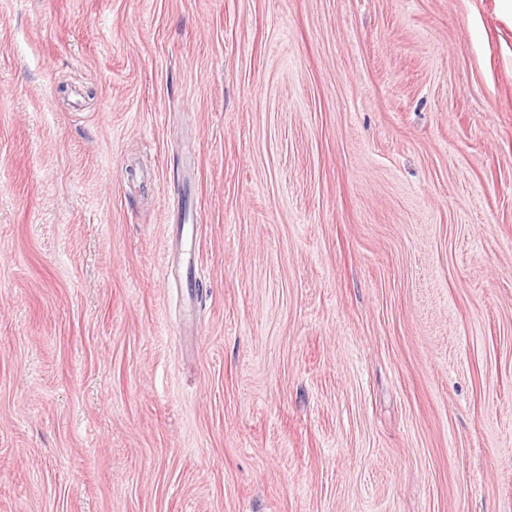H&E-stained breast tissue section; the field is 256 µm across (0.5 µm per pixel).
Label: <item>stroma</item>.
I'll list each match as a JSON object with an SVG mask.
<instances>
[{"label": "stroma", "instance_id": "35a3bbf8", "mask_svg": "<svg viewBox=\"0 0 512 512\" xmlns=\"http://www.w3.org/2000/svg\"><path fill=\"white\" fill-rule=\"evenodd\" d=\"M0 512H512L497 0H0Z\"/></svg>", "mask_w": 512, "mask_h": 512}]
</instances>
